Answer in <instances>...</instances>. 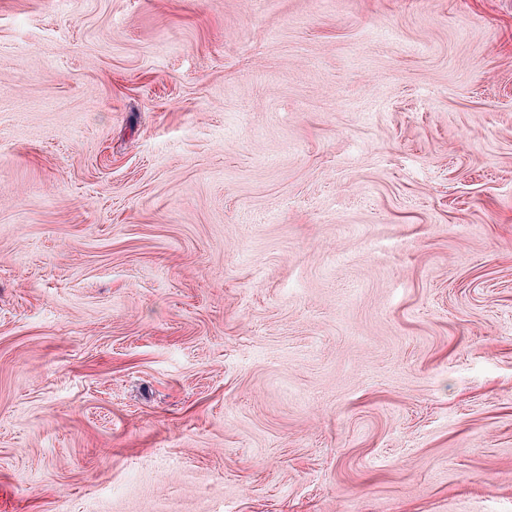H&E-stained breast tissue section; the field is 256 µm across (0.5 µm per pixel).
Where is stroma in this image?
Listing matches in <instances>:
<instances>
[{"label": "stroma", "instance_id": "stroma-1", "mask_svg": "<svg viewBox=\"0 0 512 512\" xmlns=\"http://www.w3.org/2000/svg\"><path fill=\"white\" fill-rule=\"evenodd\" d=\"M0 512H512V0H0Z\"/></svg>", "mask_w": 512, "mask_h": 512}]
</instances>
